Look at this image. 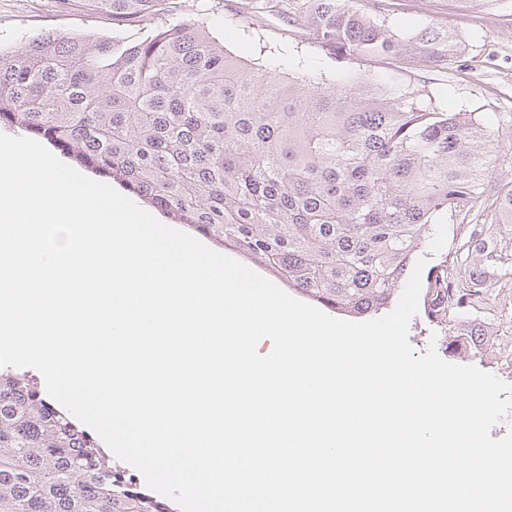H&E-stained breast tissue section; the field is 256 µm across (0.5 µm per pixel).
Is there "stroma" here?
Returning <instances> with one entry per match:
<instances>
[{"label": "stroma", "instance_id": "stroma-1", "mask_svg": "<svg viewBox=\"0 0 512 512\" xmlns=\"http://www.w3.org/2000/svg\"><path fill=\"white\" fill-rule=\"evenodd\" d=\"M247 0H164L156 15L129 23L90 9L87 0H0V47L16 49L44 33L129 36L158 28L165 19L185 13L204 22L233 55L261 62L285 54L335 79L349 69L361 75L391 73L428 93L448 112H473L500 123L494 152L493 185L512 181V0H351L359 11L382 9L393 29L410 38L420 29L440 26L457 31L461 49L449 62L429 60L415 50L394 57H364L346 63L322 52L306 33L291 26L276 9L254 11ZM496 222L509 245L502 252V274L494 278L490 329L512 336V223H499L494 209L484 213Z\"/></svg>", "mask_w": 512, "mask_h": 512}]
</instances>
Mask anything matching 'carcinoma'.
I'll return each instance as SVG.
<instances>
[{
	"label": "carcinoma",
	"instance_id": "cac0c4a2",
	"mask_svg": "<svg viewBox=\"0 0 512 512\" xmlns=\"http://www.w3.org/2000/svg\"><path fill=\"white\" fill-rule=\"evenodd\" d=\"M114 19L162 0H89ZM350 0H286L336 59L398 54L386 19ZM413 47L437 62L459 50L433 28ZM0 126L45 140L94 174L311 301L376 315L437 224L479 218L496 131L445 112L393 75L323 73L279 58L254 67L195 19L131 37L38 35L0 49ZM496 247L471 241L429 270L426 315L456 340L485 335L466 317L487 299ZM0 512H169L141 491L26 375L0 371Z\"/></svg>",
	"mask_w": 512,
	"mask_h": 512
}]
</instances>
